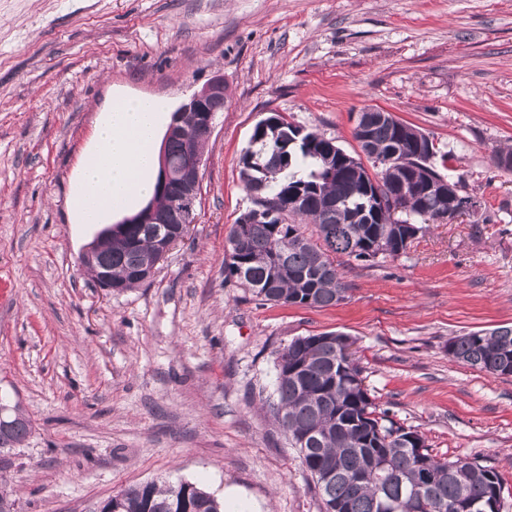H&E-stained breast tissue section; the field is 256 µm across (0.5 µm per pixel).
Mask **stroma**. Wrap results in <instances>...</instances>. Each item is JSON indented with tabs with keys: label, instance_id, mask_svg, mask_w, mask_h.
<instances>
[{
	"label": "stroma",
	"instance_id": "obj_1",
	"mask_svg": "<svg viewBox=\"0 0 512 512\" xmlns=\"http://www.w3.org/2000/svg\"><path fill=\"white\" fill-rule=\"evenodd\" d=\"M226 102L204 150L195 222L150 281L98 286L72 182L116 92L180 107L214 76ZM429 135L478 208L395 257L333 260L336 306L266 304L224 271L255 208L241 155L278 114L360 152L359 112ZM512 0H0V401L31 432L0 467L21 512H98L151 480L231 492L250 512H323L270 414L274 361L342 332L378 410L430 454L502 478L512 512V376L448 354L512 325Z\"/></svg>",
	"mask_w": 512,
	"mask_h": 512
}]
</instances>
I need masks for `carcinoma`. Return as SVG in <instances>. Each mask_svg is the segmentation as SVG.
<instances>
[{
    "label": "carcinoma",
    "instance_id": "1",
    "mask_svg": "<svg viewBox=\"0 0 512 512\" xmlns=\"http://www.w3.org/2000/svg\"><path fill=\"white\" fill-rule=\"evenodd\" d=\"M259 122L241 157L245 190L259 196L250 224L234 223L227 238L224 271L265 303L310 308L332 307L346 299L347 287L329 253L368 261L384 242L394 257L408 247L425 225L440 222L431 179L443 176L415 156L420 131L394 115L370 113V140L362 150L375 173L335 141L307 131L284 117ZM393 193L399 211L374 209L368 191ZM317 226L323 245L312 242L304 224ZM164 224H114L112 237L100 242L102 262L112 268V291L141 284L161 257ZM340 332L297 337L276 359L278 402L270 412L288 427L293 441L313 426L316 438L297 452L316 482L324 512H378L382 498L395 501L394 512H414L411 491L423 475L405 445L412 431L377 411L362 386L354 358L338 359L333 343ZM330 339L332 345L316 343ZM448 355L480 371L512 374V325L470 331L448 342ZM29 433L25 418L12 417L0 432V447L20 444ZM428 461L430 490L443 505L473 504L485 512L502 495L493 469L476 462L447 461L421 448ZM384 472H371L354 483L357 470L372 461ZM102 512H224V504L190 482L142 483L103 503Z\"/></svg>",
    "mask_w": 512,
    "mask_h": 512
}]
</instances>
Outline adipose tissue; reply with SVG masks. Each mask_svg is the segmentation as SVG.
Listing matches in <instances>:
<instances>
[{
  "label": "adipose tissue",
  "instance_id": "obj_1",
  "mask_svg": "<svg viewBox=\"0 0 512 512\" xmlns=\"http://www.w3.org/2000/svg\"><path fill=\"white\" fill-rule=\"evenodd\" d=\"M172 118L166 98L113 96L72 193L78 223L104 224L138 211L155 192L161 133Z\"/></svg>",
  "mask_w": 512,
  "mask_h": 512
}]
</instances>
